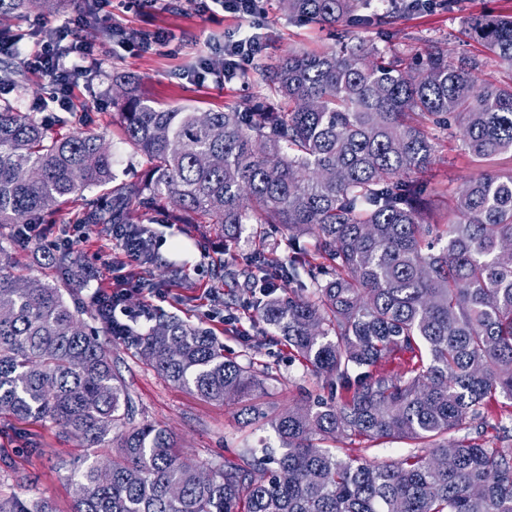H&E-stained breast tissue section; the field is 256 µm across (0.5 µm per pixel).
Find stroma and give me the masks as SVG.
<instances>
[{"mask_svg": "<svg viewBox=\"0 0 512 512\" xmlns=\"http://www.w3.org/2000/svg\"><path fill=\"white\" fill-rule=\"evenodd\" d=\"M262 33L268 56L292 50L319 51L335 46L330 28L289 20L279 9L278 0H266ZM83 0H64L58 12L0 17V30L22 37L26 47H35L46 29L72 21L84 13ZM512 13V0H456L446 6L444 0L420 13L399 15L391 40L377 38L374 30H354L352 43L375 42L379 49L395 47L411 54L432 45L458 60L480 56L482 47L468 29L477 14ZM240 25L233 15H225L216 24L197 14L193 6L160 9L153 26L174 36L178 53L125 51L104 40L105 56L97 75L81 82L75 91L77 112L69 114L63 133L106 130L112 144L114 170L131 174L142 169L140 157L121 144V130L112 123V103L106 94L112 74L126 71L136 75L142 92L163 107L194 106L200 110H221L227 106L246 109L258 89L252 75L224 85L198 84L193 79L202 58L210 53L214 40L231 35ZM512 170V152L477 159L464 150L460 140L443 142L431 166V186L435 192L434 217L444 219L448 203L469 179L492 171ZM145 224L157 242L155 258L136 264L135 270L159 290H171L177 302L163 304L165 312L177 315L194 326L210 329L224 345V353L237 361H255L269 365L278 382L268 385L261 401L277 408L300 399L302 391H318L322 380L304 369L283 343H269L253 350L250 342L264 334V323L254 320L249 303L251 293L225 292L219 266L228 261L245 262L252 246L248 239L228 245L223 233L211 224H168L162 215H149ZM235 313V322L224 316ZM118 368L147 420L170 429L181 451L191 459L209 460L235 457L244 448L259 447L269 435L268 429L247 421L239 405L206 401L157 374L138 357L135 348L116 351ZM108 448H83L77 439L44 422H19L0 419V496L45 497L56 512H71L73 486L68 479L69 466L82 458L105 461Z\"/></svg>", "mask_w": 512, "mask_h": 512, "instance_id": "stroma-1", "label": "stroma"}]
</instances>
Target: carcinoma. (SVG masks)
Masks as SVG:
<instances>
[{
    "mask_svg": "<svg viewBox=\"0 0 512 512\" xmlns=\"http://www.w3.org/2000/svg\"><path fill=\"white\" fill-rule=\"evenodd\" d=\"M60 2L0 0V16ZM368 2L280 0V9L387 37L394 10L366 14ZM471 29L481 60L455 63L439 47L377 59L347 43L261 60L263 93L248 112L160 109L134 76L115 72L112 119L145 165L130 178L114 171L106 133L52 136L34 113L0 104V227L11 229L0 240V416L116 449L75 470L73 512H512V171L466 181L443 223L432 219L427 177L430 125L453 120L477 159L512 151V81L473 78L485 59L512 73V15ZM24 77L21 62L0 63V87ZM78 198L85 223L131 225L147 260L153 239L136 217L215 224L229 239L251 225L249 264L226 265L224 276L260 290L255 318L328 395L270 411L256 393L277 376L224 356L211 331L156 313L144 332L118 338L106 301L73 307L61 285L24 274L16 230ZM265 224L288 232V261ZM279 280L290 285L284 297L271 293ZM120 343L201 398L241 405L279 451L185 459L166 428L140 417L116 369ZM497 411L490 444L483 429ZM466 429L477 437H459ZM351 436L412 450L390 463L336 453ZM0 512L55 510L46 498L11 497Z\"/></svg>",
    "mask_w": 512,
    "mask_h": 512,
    "instance_id": "cac0c4a2",
    "label": "carcinoma"
}]
</instances>
